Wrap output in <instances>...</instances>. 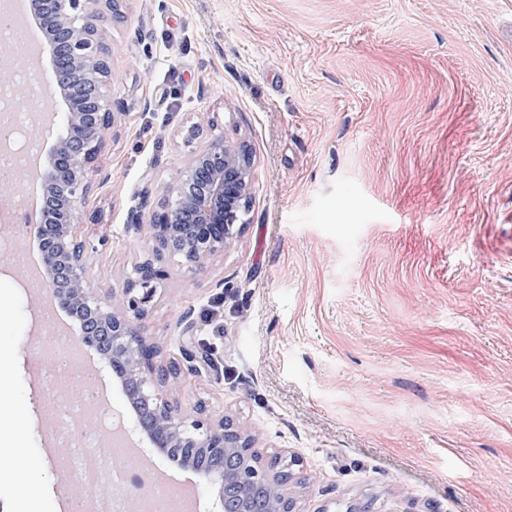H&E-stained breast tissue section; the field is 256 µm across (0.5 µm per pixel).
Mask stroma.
Here are the masks:
<instances>
[{
  "label": "stroma",
  "instance_id": "obj_1",
  "mask_svg": "<svg viewBox=\"0 0 512 512\" xmlns=\"http://www.w3.org/2000/svg\"><path fill=\"white\" fill-rule=\"evenodd\" d=\"M116 115L82 231L122 289L142 231L207 137L254 158L247 223L201 273L177 259L141 331L180 358L182 317L215 372L167 394L251 426L308 477L298 512H512V0H124L105 16ZM202 136L189 137L191 126ZM0 247V408L46 399L30 361L45 295L23 286L37 227ZM111 416L127 399L82 351ZM50 415L18 435L47 468Z\"/></svg>",
  "mask_w": 512,
  "mask_h": 512
}]
</instances>
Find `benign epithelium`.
<instances>
[{
  "label": "benign epithelium",
  "instance_id": "benign-epithelium-1",
  "mask_svg": "<svg viewBox=\"0 0 512 512\" xmlns=\"http://www.w3.org/2000/svg\"><path fill=\"white\" fill-rule=\"evenodd\" d=\"M118 7L119 0H41L36 19L50 36L44 53L58 106L56 118L64 134L53 145L37 172L47 184L43 221L39 226L40 264L46 271L49 294L79 320L74 340L93 348L122 389L133 409L134 430L154 450L175 461L197 453L254 447V436L244 425L222 415L213 416L202 405L183 412L164 396L169 366L155 361L156 346L140 331L165 271L147 257L134 264L120 299L114 289L93 280L90 254L104 246L81 235V208L89 189L88 173L97 160L115 120L106 89L111 68L102 52L98 22L102 7ZM0 85L12 89V99L30 98L18 73L0 70ZM253 160L244 143L217 136L190 157L173 189L157 203L146 228L151 252L160 258H178L186 269L205 268L209 256L230 247L244 225L252 189ZM193 327L182 330V366L195 375L209 367L192 341ZM298 465L290 456L274 461L247 459L231 474L195 468L210 490L223 501L233 494L244 498L249 490L273 492L269 512H294L295 501L283 471Z\"/></svg>",
  "mask_w": 512,
  "mask_h": 512
}]
</instances>
